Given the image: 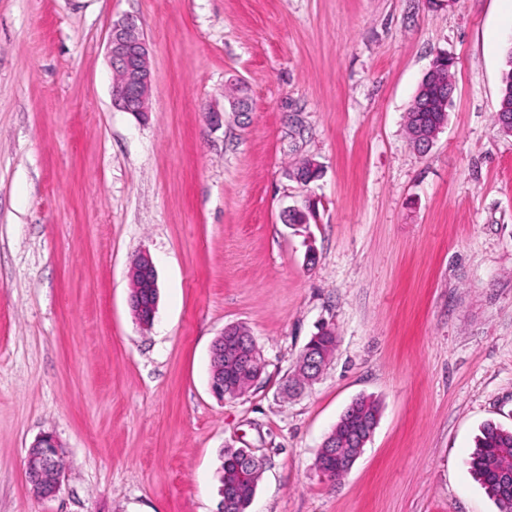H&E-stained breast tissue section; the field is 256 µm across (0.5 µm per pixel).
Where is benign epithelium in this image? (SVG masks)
<instances>
[{"label": "benign epithelium", "mask_w": 512, "mask_h": 512, "mask_svg": "<svg viewBox=\"0 0 512 512\" xmlns=\"http://www.w3.org/2000/svg\"><path fill=\"white\" fill-rule=\"evenodd\" d=\"M107 54L112 71L120 72V80L112 84V103L123 112L144 116L150 109V98L154 81L149 61V45L143 27L132 16H126L112 24ZM455 86L444 77L437 63H432L427 72V85L424 89V102L429 110L436 113L427 132L421 134L416 148L425 153L433 145L438 134L447 125L446 108L452 101ZM233 112L251 111V99L247 87L242 83L233 85L228 97ZM132 270H140L149 277V285L157 287V274L151 255L144 251L139 253L132 262ZM218 356L234 368L224 374V367L211 374L213 390L222 397L234 398L238 394L241 376L253 377L261 373L264 359L257 350L249 357L242 355V346L232 337L223 340V348ZM362 454V448L351 440L348 446H339L328 453L322 469L330 474L342 467L352 468ZM61 445L51 433H45L31 446L28 451L26 471L32 492L39 498H49L60 490L64 466Z\"/></svg>", "instance_id": "1"}]
</instances>
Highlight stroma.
<instances>
[{"instance_id": "35a3bbf8", "label": "stroma", "mask_w": 512, "mask_h": 512, "mask_svg": "<svg viewBox=\"0 0 512 512\" xmlns=\"http://www.w3.org/2000/svg\"><path fill=\"white\" fill-rule=\"evenodd\" d=\"M124 16L155 75L142 120L112 104ZM510 45L512 0H0V512H216L228 448L266 459L247 512H499L467 461L484 424L512 428ZM441 52L455 93L421 153L405 115ZM236 81L252 111H228ZM323 324L332 361L283 398ZM231 325L265 366L221 400ZM361 396L378 426L327 481L318 449ZM44 433L64 451L51 499L25 478ZM137 268L143 272L144 277L149 276V285L150 288H134V284L132 286L133 291L137 297V307L132 308L135 317L139 320L147 321L149 313L152 310V307L155 303V293L152 288H158L157 285V274L154 262L152 260L151 255L148 252L139 253L136 258L132 262V283H133V275Z\"/></svg>"}]
</instances>
